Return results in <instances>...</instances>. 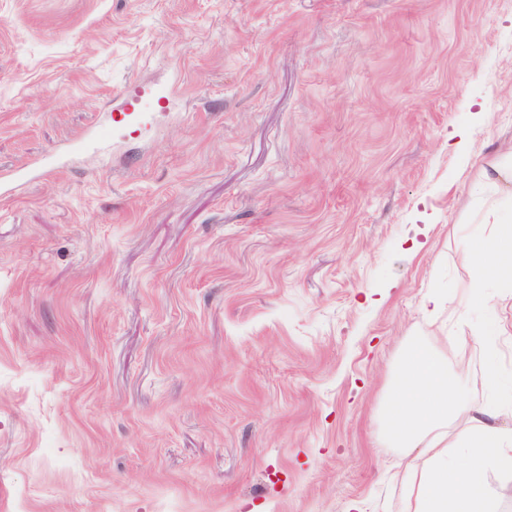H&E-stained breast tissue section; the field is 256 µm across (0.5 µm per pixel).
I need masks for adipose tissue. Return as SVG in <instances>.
<instances>
[{
    "label": "adipose tissue",
    "mask_w": 512,
    "mask_h": 512,
    "mask_svg": "<svg viewBox=\"0 0 512 512\" xmlns=\"http://www.w3.org/2000/svg\"><path fill=\"white\" fill-rule=\"evenodd\" d=\"M468 258L475 270L471 305H487L490 286L501 299H512L511 224L495 223L490 235L471 241ZM486 371L495 394L478 411L465 400L462 381L446 359L423 346L403 358L385 405L384 436L394 447L423 454L399 471L408 492L406 512H491L484 476L491 469L512 473V429L479 423L476 416L512 409V383L501 384L495 362ZM454 418L473 427L452 444L440 429Z\"/></svg>",
    "instance_id": "adipose-tissue-1"
}]
</instances>
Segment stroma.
<instances>
[{"instance_id": "35a3bbf8", "label": "stroma", "mask_w": 512, "mask_h": 512, "mask_svg": "<svg viewBox=\"0 0 512 512\" xmlns=\"http://www.w3.org/2000/svg\"><path fill=\"white\" fill-rule=\"evenodd\" d=\"M138 83L179 109L69 154ZM511 151L512 0H0V174L63 162L0 197V512H401L406 353L480 404L495 315L512 375ZM490 172L484 170L483 178L488 183L494 185L499 190L510 193L512 197V152H510V159L507 155L489 165ZM490 235L472 240L468 245V258L475 270L470 304L486 306L491 297L484 288L493 285L499 289V298L512 299V225L500 223L495 213ZM458 324L467 327L470 330V336L475 340L490 341L493 336H499L504 330V326L499 320L484 319L478 324L472 325L464 314H460Z\"/></svg>"}]
</instances>
